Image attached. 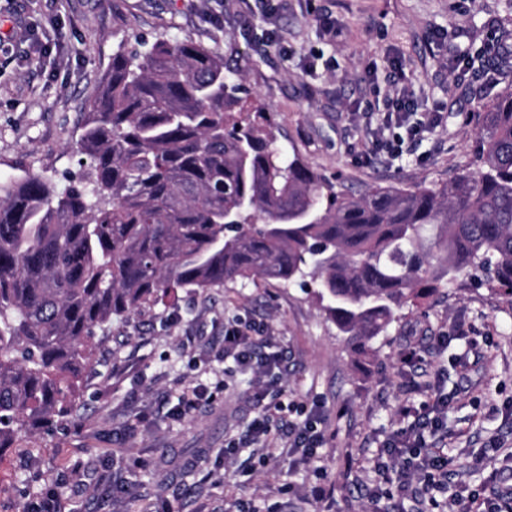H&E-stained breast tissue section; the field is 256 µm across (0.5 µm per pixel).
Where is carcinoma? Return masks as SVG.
<instances>
[{
	"label": "carcinoma",
	"mask_w": 512,
	"mask_h": 512,
	"mask_svg": "<svg viewBox=\"0 0 512 512\" xmlns=\"http://www.w3.org/2000/svg\"><path fill=\"white\" fill-rule=\"evenodd\" d=\"M233 77L189 40L123 49L82 174L0 182V448L67 411L97 331L180 290L309 277L357 356L464 271L512 298V90L479 114L476 169L355 195L274 149Z\"/></svg>",
	"instance_id": "carcinoma-1"
}]
</instances>
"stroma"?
I'll return each instance as SVG.
<instances>
[{"label":"stroma","instance_id":"stroma-1","mask_svg":"<svg viewBox=\"0 0 512 512\" xmlns=\"http://www.w3.org/2000/svg\"><path fill=\"white\" fill-rule=\"evenodd\" d=\"M138 37L218 49L248 109L270 113L278 146L355 194L444 183L471 167L479 112L512 87V0H0L1 179L69 184L87 104L118 47ZM400 93L407 123L426 112L438 123L397 156L373 153L369 133ZM314 289L236 281L113 321L68 413L0 450V512L53 490L61 512H230L237 500L319 512L312 467L224 452L256 412L249 374L224 355V322L237 315L270 327L289 399L322 403L333 512H431L436 502L457 512L462 487L512 492V461L490 446L512 448V301L460 275L404 308L370 364L356 361ZM411 348L423 352L413 367ZM422 373L448 394L446 487L432 496L413 481L371 500L368 468L412 424L400 408L425 398ZM189 384L210 395L181 417Z\"/></svg>","mask_w":512,"mask_h":512}]
</instances>
